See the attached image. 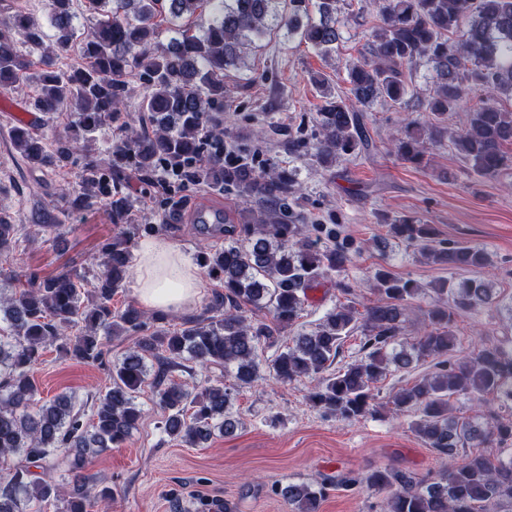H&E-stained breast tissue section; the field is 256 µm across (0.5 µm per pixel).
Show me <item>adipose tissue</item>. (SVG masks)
Returning <instances> with one entry per match:
<instances>
[{"label":"adipose tissue","instance_id":"adipose-tissue-1","mask_svg":"<svg viewBox=\"0 0 512 512\" xmlns=\"http://www.w3.org/2000/svg\"><path fill=\"white\" fill-rule=\"evenodd\" d=\"M133 262L137 269L134 294L145 309L178 312L197 302L199 269L173 243L160 236L144 241L135 251Z\"/></svg>","mask_w":512,"mask_h":512}]
</instances>
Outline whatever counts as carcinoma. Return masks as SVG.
Masks as SVG:
<instances>
[{
    "label": "carcinoma",
    "instance_id": "obj_1",
    "mask_svg": "<svg viewBox=\"0 0 512 512\" xmlns=\"http://www.w3.org/2000/svg\"><path fill=\"white\" fill-rule=\"evenodd\" d=\"M338 0H86L97 14L84 30L74 0H48L53 34L32 15L0 16V94L23 80L36 83L30 107L46 117L71 114L68 135L49 143L32 125L11 129L14 149L30 169L50 172L63 158L86 151L93 134L115 122L124 137L103 157L88 158L80 180L60 189L61 205L37 208L31 224H14L0 211V259L21 244L59 235V215L80 214L104 204L120 234L98 245L100 273L90 287L64 264L52 273L32 274L21 289H0V512H108L114 491L89 473L93 458L122 447L137 430L143 409L137 394L153 380L165 413L164 431L187 446L214 434L235 435L239 421L231 412L232 392L222 382H205L195 391L173 373L220 365L235 387L255 382L261 371L278 381L308 378L309 406L324 415L359 420L374 411L373 384L389 372L407 373L423 359L433 372L401 389L392 400L396 415L412 413V426L426 447L453 461L436 477L395 467L336 482L316 481L275 489L295 512H320L328 491L366 487L386 491L383 512H502L512 506V458L461 448L512 443V418L482 424L460 421L449 401L467 395L479 402L490 395L512 410V345L487 341L457 359L453 330L457 313L489 308L494 288L484 280L442 282L433 292L446 297L427 311L430 330L408 342L403 338L407 311L423 289L413 280L382 269L374 273L383 302L365 308L341 303L311 331L286 340L300 318L308 292L353 264L356 250L334 224H309L297 211L300 186L295 172L265 169L257 156L224 140L217 113L224 110V70L237 66L251 44L276 28H286L327 56L343 38ZM377 23L360 59L348 72L356 102L404 105L411 97L406 68L419 60L432 64V95L424 110L439 117L464 108L472 90L480 96L467 107V125L449 134L467 170L494 176L512 167V113L500 105L512 98V0H375ZM175 36L158 40L163 22ZM78 51L81 62L56 65L60 53ZM42 69L32 71L33 57ZM142 89L137 121L123 112L131 83ZM320 93L316 107L318 137L313 156L327 171L336 160L369 146L363 115L334 95L325 78L313 77ZM443 128L416 120L394 140L396 154L420 164L424 143L437 144ZM126 162L144 184L165 175L161 188L164 219L186 207L185 190L202 185L234 193L264 208L241 210L236 217L201 234L224 235V247L200 256L205 273L219 282L202 311L178 328L168 315L147 314L134 305L112 310V298L130 270L135 237L162 231L169 224L132 223V205L123 191L125 175L114 166ZM388 235L415 245L435 264L477 270L488 264L479 246H453L440 240L431 224L411 216L387 223ZM249 309H264L270 319H252ZM361 332V357L333 370L345 339ZM134 339L133 349L112 364L109 386L93 404L92 423L82 419L75 397H40L33 370L48 348L72 359L103 363L106 342ZM277 347L264 364L259 351ZM61 461L68 486L47 482L35 469Z\"/></svg>",
    "mask_w": 512,
    "mask_h": 512
}]
</instances>
